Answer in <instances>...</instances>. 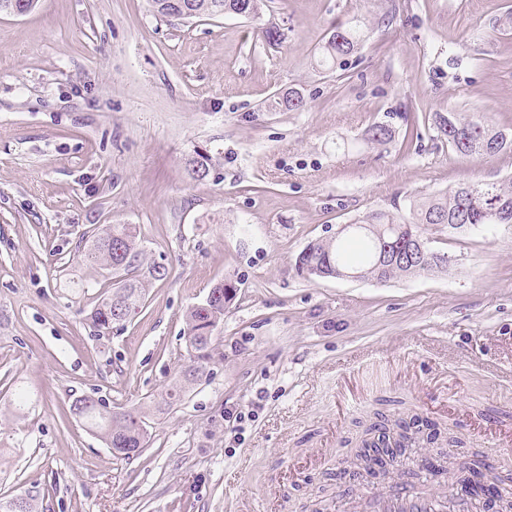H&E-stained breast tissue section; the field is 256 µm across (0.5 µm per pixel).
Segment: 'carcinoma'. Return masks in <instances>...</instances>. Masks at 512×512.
Instances as JSON below:
<instances>
[{
	"label": "carcinoma",
	"instance_id": "obj_1",
	"mask_svg": "<svg viewBox=\"0 0 512 512\" xmlns=\"http://www.w3.org/2000/svg\"><path fill=\"white\" fill-rule=\"evenodd\" d=\"M262 0H151L156 16L164 19L218 18L226 14L244 17L259 14ZM362 42V31L356 25L338 27L322 47V60L336 62L352 54ZM436 137L446 142L448 150L468 157L473 154L496 155L512 152V129L500 128L483 115L461 112L437 113L432 117ZM209 155L195 151L185 161V174L192 181L206 179L210 172ZM467 195L456 190L434 194L420 201H412L409 214L402 212H372L342 229L354 239L346 244L339 238L319 239L310 242L296 257L295 265L308 277L334 278L340 271L356 272L364 279L385 282L418 273L440 271L448 267V256L425 249V255L415 256L414 261L399 260L382 267L377 265V252L381 242L393 244L406 252L423 241V226L427 224H486L488 215L495 209L507 213L502 220L512 224V179L465 186ZM120 245L128 255V264L116 260L114 247ZM84 258L120 275L121 280L112 293L90 312L88 320L100 335L112 332L119 324L113 317L114 300H122L125 314L129 315L144 302L146 287L164 275L156 270L157 263L146 260L145 250L136 230L130 224H108L91 235V244ZM236 294V286L226 282L212 289L206 300L191 307L186 314L187 352L189 363L179 373V378L168 388L160 401L152 406L123 412L116 418L111 409L93 399H76L70 406L72 414L81 418L109 448L145 447L147 421L163 407L179 400L186 389L200 379L214 359L213 335L224 321V305ZM397 427L401 429L400 446L421 448L431 443L417 429L409 430V423L401 418L394 422L386 418L371 424L369 434H377ZM466 507V512H484L481 499L474 489H469L465 501L457 497L448 499V506ZM0 512H35L29 498L15 496L0 499Z\"/></svg>",
	"mask_w": 512,
	"mask_h": 512
}]
</instances>
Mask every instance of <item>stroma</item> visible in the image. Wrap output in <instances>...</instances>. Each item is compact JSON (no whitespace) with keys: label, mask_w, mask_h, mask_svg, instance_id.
Masks as SVG:
<instances>
[{"label":"stroma","mask_w":512,"mask_h":512,"mask_svg":"<svg viewBox=\"0 0 512 512\" xmlns=\"http://www.w3.org/2000/svg\"><path fill=\"white\" fill-rule=\"evenodd\" d=\"M365 38L343 66L334 27ZM274 25L285 38L265 42ZM296 90L303 109L276 108ZM438 112L512 128V0H266L259 15L166 20L150 0H39L0 14V497L38 512H374V492L437 494L421 456L341 478L378 417L448 429L512 491V224L427 226L432 274H300L310 242L375 210L512 176V153L459 157ZM391 141H365L374 124ZM418 124L421 138L405 132ZM210 155L201 182L187 155ZM136 225L167 269L106 336L116 283L89 233ZM237 287L207 376L119 459L74 398L132 410L187 362L185 315ZM244 413L243 422L227 417ZM322 47L323 62L335 64L340 58L352 54L362 42V31L357 25L336 27Z\"/></svg>","instance_id":"35a3bbf8"}]
</instances>
